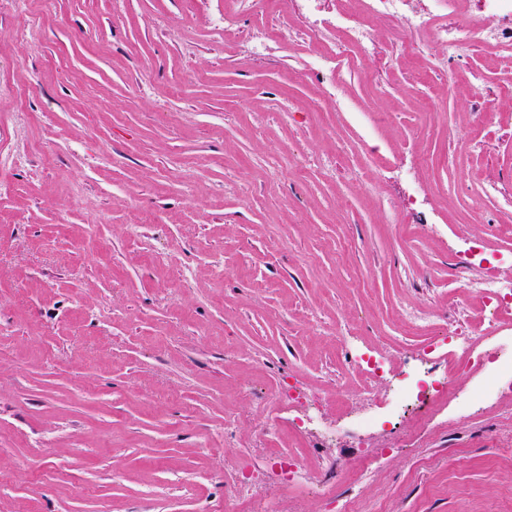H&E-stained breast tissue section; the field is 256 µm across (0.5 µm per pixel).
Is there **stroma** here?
<instances>
[{
    "instance_id": "35a3bbf8",
    "label": "stroma",
    "mask_w": 512,
    "mask_h": 512,
    "mask_svg": "<svg viewBox=\"0 0 512 512\" xmlns=\"http://www.w3.org/2000/svg\"><path fill=\"white\" fill-rule=\"evenodd\" d=\"M0 0V512H222L247 480L272 512H331L319 463L372 458L355 512H512V385L360 428L418 343L405 314L474 281L512 282V85L473 48L455 77L377 38L362 72H318L299 29L258 47L279 0ZM290 385L335 439L277 418ZM345 390L337 404V390ZM283 451L303 449L299 478Z\"/></svg>"
}]
</instances>
